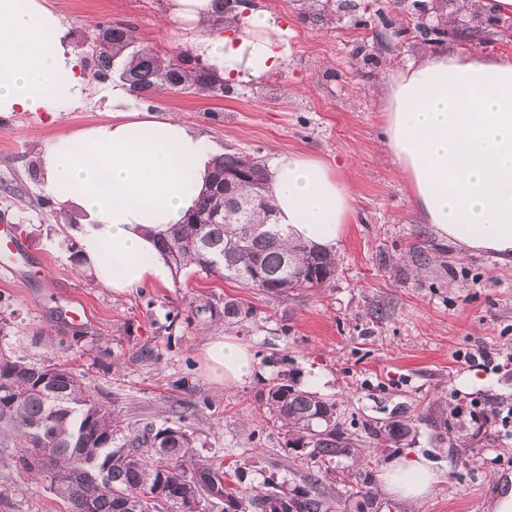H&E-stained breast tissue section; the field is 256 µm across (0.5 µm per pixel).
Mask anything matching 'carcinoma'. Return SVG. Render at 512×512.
Masks as SVG:
<instances>
[{"label": "carcinoma", "mask_w": 512, "mask_h": 512, "mask_svg": "<svg viewBox=\"0 0 512 512\" xmlns=\"http://www.w3.org/2000/svg\"><path fill=\"white\" fill-rule=\"evenodd\" d=\"M107 29L95 63L100 71L109 70L112 59L134 39L127 24ZM185 62L146 50L133 53L124 67L125 82L144 94L175 83L212 92L217 80ZM249 165L263 190L251 181L238 182L224 198L219 223L209 221L214 193L206 192L183 223L157 238L158 248L176 270L192 266L207 278L233 280L274 296L322 287L335 275L336 255L291 240L287 228L275 222L261 158L224 153L216 159L210 184ZM250 316L251 309L238 301L224 302L225 322L241 324ZM260 403L272 425L284 430L285 445L301 448L308 486L290 487L270 477L264 490L247 499L237 488L242 468L229 483L222 465L192 460L194 439L186 427L156 430L137 421L121 426L112 411L91 397L75 369L37 366L0 353V436L15 439L14 468L50 484L58 481L53 493L68 503L70 512H335L337 501H372L369 465L343 471V492L335 501L317 488L358 451V443L336 423V403L280 379L269 383ZM409 432L407 425L393 422L386 433H374L373 448L396 444Z\"/></svg>", "instance_id": "carcinoma-1"}]
</instances>
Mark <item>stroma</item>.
Here are the masks:
<instances>
[{
    "label": "stroma",
    "mask_w": 512,
    "mask_h": 512,
    "mask_svg": "<svg viewBox=\"0 0 512 512\" xmlns=\"http://www.w3.org/2000/svg\"><path fill=\"white\" fill-rule=\"evenodd\" d=\"M169 0H44L72 34L87 76L77 103L55 117L0 116V222L27 251L0 282V352L79 369L93 398L124 421L154 427L185 421L192 453L225 469L254 457L243 486L252 495L267 477L300 484L304 466L267 425L259 399L286 377L334 401L343 429L361 445L400 421L410 427L373 467L382 474L402 450L421 454L438 474L421 503L376 491L378 512H492L499 486L512 481V443H502L493 406L512 405V370L492 373L458 362V351L486 348L512 358V270L488 253L438 243L421 223L404 177L382 146V87L408 57L434 46L406 31L409 18L434 27L448 18L479 25L474 0H329L305 11L295 0H253L285 29L271 71L228 81L223 95L159 89L131 98L135 110L168 112L205 133L221 151L271 161L283 153L338 168L354 199L339 264L320 288L274 297L181 270L168 287L118 294L82 272L78 240L39 176L41 155L57 136L106 120L112 83L93 77L84 40L99 23L135 29L137 47L188 50L206 62L200 33L167 14ZM253 315L224 322V303ZM82 310L81 319L70 316ZM250 346L254 375L225 388L205 371L203 350L216 336ZM478 384H469V376ZM0 442V512H68L47 483L13 467Z\"/></svg>",
    "instance_id": "1"
}]
</instances>
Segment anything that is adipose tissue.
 Returning <instances> with one entry per match:
<instances>
[{
  "instance_id": "adipose-tissue-1",
  "label": "adipose tissue",
  "mask_w": 512,
  "mask_h": 512,
  "mask_svg": "<svg viewBox=\"0 0 512 512\" xmlns=\"http://www.w3.org/2000/svg\"><path fill=\"white\" fill-rule=\"evenodd\" d=\"M170 15L198 28L224 79L260 78L275 64L274 16L252 14L233 37L213 33V0H171ZM85 85L78 54L42 0H0V115L56 114ZM112 91L106 121L60 135L41 156L43 190L78 227L86 268L113 291L168 287L171 274L154 237L180 223L207 188L214 149L205 134L170 114L126 109ZM383 145L437 241L489 253L512 267V53L474 48L404 62L384 82ZM270 203L291 239L337 246L354 209L338 170L320 159L279 155L268 168ZM210 376L231 388L254 373L249 348L209 342ZM436 474L406 450L382 475L390 495L425 498Z\"/></svg>"
}]
</instances>
